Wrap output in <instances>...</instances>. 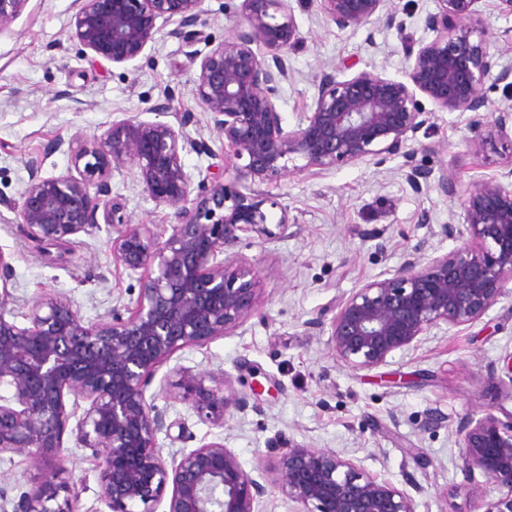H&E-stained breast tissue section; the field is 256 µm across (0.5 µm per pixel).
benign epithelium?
<instances>
[{
	"mask_svg": "<svg viewBox=\"0 0 512 512\" xmlns=\"http://www.w3.org/2000/svg\"><path fill=\"white\" fill-rule=\"evenodd\" d=\"M326 21L339 30H358L373 20L392 23L388 0H315ZM479 0H437L426 19L431 40L407 44L413 58L405 77L394 80L362 70L340 80L320 76L314 109L293 129L283 127L277 101L289 78L286 54L301 40L290 0H224V11L240 18L233 37L192 51L198 60L195 94L224 134L233 178L214 173L201 181L192 207L193 176L183 153L195 146L167 122L136 118L115 122L99 137L69 143L73 168L44 177L40 165L18 205L19 223L38 241H59L85 232L103 218L117 227L112 253L128 269L146 273L127 314L87 322L65 295L44 296L25 314L26 323L0 312V455L25 453L48 471L45 483L24 496L19 512H69L60 493L73 492L60 452L66 433L90 448L100 469V500L109 512H158L172 486L167 512H256L278 490L297 512H415L405 490L379 479L334 449L288 442L271 447L272 463L259 482L222 442H209L165 460L156 437L162 414L147 401L146 388L157 368L176 352L233 333L258 312L261 268L229 251L241 234L272 235L270 212L280 209L279 234L288 231V211L276 198L253 188L290 172L299 157L305 167L339 169L364 161L401 156L411 164L409 141L432 112H472L470 145L493 119L500 129L512 109L480 114L489 106L486 84L505 82L496 66L476 9ZM28 0H0V33L25 10ZM204 0H75L69 37L93 57L112 64L137 58L158 31L157 20L178 18L172 34L193 44L184 28L204 13ZM434 111L425 110L417 94ZM135 169L143 190L173 210L165 240L150 224H131L124 204L111 196L112 178ZM250 180L251 185L243 184ZM441 189L461 198L466 231L453 224L449 235L469 239L452 255L406 261L339 299L330 320L329 343L337 359L353 370H372L420 342L434 329L479 319L512 283V183L477 181L465 190L444 171ZM173 398L202 419L224 426L230 406L246 402L225 394L222 376L181 367ZM82 409L75 412L65 397ZM464 469L480 473L493 495L484 512H512V413H492L461 422Z\"/></svg>",
	"mask_w": 512,
	"mask_h": 512,
	"instance_id": "benign-epithelium-1",
	"label": "benign epithelium"
}]
</instances>
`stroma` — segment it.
<instances>
[{"mask_svg":"<svg viewBox=\"0 0 512 512\" xmlns=\"http://www.w3.org/2000/svg\"><path fill=\"white\" fill-rule=\"evenodd\" d=\"M222 3L205 0L194 46L173 37L177 21L164 22L140 56L123 64L92 63L69 39L73 0H29L0 33V250L9 262L8 270H0V285L6 315L22 317L37 298L54 293L70 297L89 322L134 305L142 274L113 255L111 225L45 245L17 224L27 163L39 160L43 176L58 175L72 165L66 144L74 137L101 135L131 117L172 124L184 117L186 133L198 144L183 156L186 170L205 176L224 168V137L196 99L199 63L189 54L236 29L237 17ZM394 3L393 23L375 21L354 32L327 22L314 0L295 7L303 41L288 53L290 78L279 101L284 127H295L312 111L321 74L341 62L403 78L410 65L404 41L430 40L425 20L437 2ZM478 8L497 69L512 70V15L501 12L498 0H480ZM167 91L172 108L161 116L153 107ZM470 118L467 112L434 113L431 126L416 135L433 149L416 153L414 164L447 171L462 185L511 171L512 132L486 126L484 144L475 149L468 144ZM403 164L395 156L381 164L301 169L269 185L288 209L287 236L261 239L249 232L237 248L268 273L258 314L232 334L176 352L146 390L168 425L156 438L163 456L221 441L260 480L270 462L268 448L290 440L341 451L400 488L414 477L424 488L414 497L415 512H482L492 487L483 476L464 475L458 426L488 412L500 418L512 413V380L505 373L512 355V283L473 323L432 331L370 371L340 364L328 327L317 324L339 298L385 278L415 248L435 257L462 246V238L442 232L445 224H462L459 201L434 182L414 192ZM111 189L130 223L170 235L169 209L150 199L133 171L114 177ZM181 366L224 375L246 407L230 408L220 427L200 420L171 395ZM410 447L419 450V460L407 456ZM61 457L78 494L77 512H106L91 450L68 435ZM45 479V470L32 467L27 455H1L0 512H16L24 493Z\"/></svg>","mask_w":512,"mask_h":512,"instance_id":"stroma-1","label":"stroma"}]
</instances>
